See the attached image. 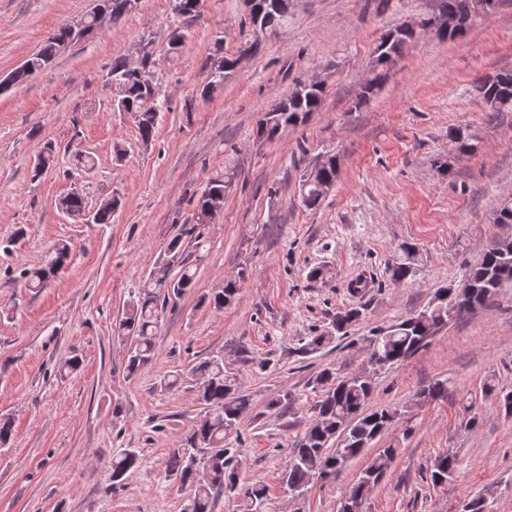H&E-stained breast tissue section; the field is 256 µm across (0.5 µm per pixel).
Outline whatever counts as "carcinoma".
<instances>
[{"instance_id":"cac0c4a2","label":"carcinoma","mask_w":512,"mask_h":512,"mask_svg":"<svg viewBox=\"0 0 512 512\" xmlns=\"http://www.w3.org/2000/svg\"><path fill=\"white\" fill-rule=\"evenodd\" d=\"M485 0H437L435 11L416 20L417 30L399 32L390 29L379 37L376 48L384 51L376 55L375 67L366 80L356 105L370 99L384 84L391 66L402 55L405 47L419 32L437 24L446 31L447 37L467 35L472 16L484 10ZM290 0H265V8L258 20H249L253 31L275 33L288 19ZM75 45L67 25L59 26L50 33L29 61L38 71L62 55L67 47ZM236 58L224 56V71L209 72L207 82L201 89L205 97L212 86L224 83L233 70ZM109 78L119 79L125 93L122 96L124 110L138 115L136 126L139 139L153 140L156 121V84H143L135 70L129 67L127 56L112 60L107 73ZM474 92L493 117L500 112H512V71H500L481 78L474 85ZM325 90L318 89L312 95L296 103L282 102L265 113L259 121L258 133L271 140L278 132L289 126L306 121L309 115L321 107ZM55 147L44 146L34 165L35 176L39 177L54 166ZM337 159L332 155L315 162L304 171L300 179V203L306 208L317 206L322 199V187L336 181ZM230 178L219 172L213 175L199 195L195 196L194 224L188 233L201 244L200 226L210 223V202L215 196H224ZM121 201L114 196L99 206L92 214L94 224L112 223V214ZM59 207L74 217L85 214L84 197L68 194L60 199ZM71 248L60 243L50 249L40 265L23 273L24 287L40 291L66 265ZM180 267L178 277L169 278L170 262ZM390 278L396 282L416 275L414 248L405 244L401 255L388 267ZM247 270L238 271L233 279L224 281V287L210 296V303L221 309L234 301L240 283L246 280ZM196 271L185 254V247L179 236L173 237L167 245V262L155 268L138 288L135 298L126 306L116 320L113 331L128 342L126 376L134 377L151 358L160 322L164 317L170 295H180L195 287ZM512 283V239L493 242L475 264L466 267L464 278L457 286L449 285L436 291L434 299L417 315L391 326L388 330L373 336L369 357L379 356L388 366L401 362L422 348L436 331L448 323V303L466 305L465 312H471L490 303L498 289ZM362 315L358 307L340 311L334 316L328 329L303 339L298 352L307 355L325 348L341 338L347 337L348 329ZM194 378L198 389V400L204 405V414L196 420L185 437L184 443L172 449L165 464L166 476L191 488L189 512H213L214 495L222 492L228 496H241L247 502V512H264L266 489L262 485L244 484L233 466L232 449L225 446L226 438L237 432V426L250 410L249 398L238 392L235 378L224 371V358L213 355L202 359L185 372H175L163 378L168 389L176 387L181 380ZM319 399L313 405L314 418L304 436L294 443L288 459L284 483L289 491L300 496L307 490L310 481L317 477L328 479L341 471L349 461L361 455L371 442L385 432L398 410L382 408L370 413L364 412L372 393V380L353 374L339 376L336 369L326 367L313 380ZM424 399L448 398V384L436 381L419 392ZM336 441V447L330 442ZM398 449L383 448L360 472L358 478L344 494V506L355 505L368 497L370 480H378L390 469ZM139 464L138 455L130 450L112 456V482L116 483ZM458 470V459L452 453L439 455L429 471L430 482L441 485Z\"/></svg>"}]
</instances>
